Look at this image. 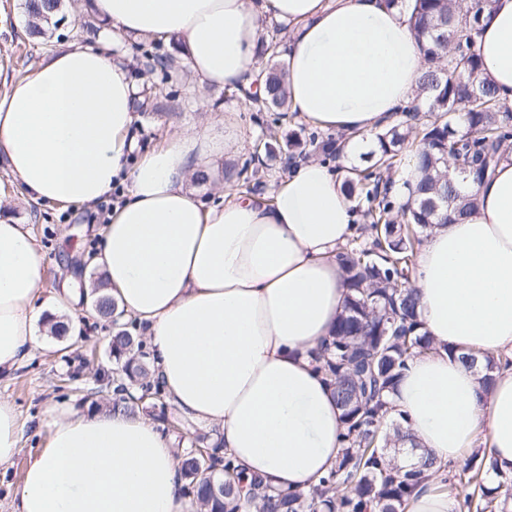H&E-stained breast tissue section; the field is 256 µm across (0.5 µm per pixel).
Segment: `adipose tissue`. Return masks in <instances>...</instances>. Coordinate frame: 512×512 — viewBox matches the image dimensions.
Returning a JSON list of instances; mask_svg holds the SVG:
<instances>
[{"mask_svg":"<svg viewBox=\"0 0 512 512\" xmlns=\"http://www.w3.org/2000/svg\"><path fill=\"white\" fill-rule=\"evenodd\" d=\"M109 28L96 45L60 44L0 93V157L27 200L94 204L126 185L91 263L118 309L147 326L153 369L184 418L216 430L245 477L306 489L341 451L342 412L315 355L343 312L336 259L356 234L344 172L309 159L271 194L195 175L236 144L212 120L140 150L138 87L121 42H174L195 81L260 93L264 17L287 24L288 106L344 133L347 152L414 101L423 58L404 5L383 0H91ZM482 75L512 104V0H493L474 38ZM475 209L428 229L411 285L433 353L413 358L392 396L419 447L440 462L484 437L512 473V367L484 388L462 353L512 358V152L470 184ZM30 230L0 216V376L30 359L39 323L78 329L59 310L81 292L41 297ZM48 438L15 492L16 512H194L173 441L145 416L54 408Z\"/></svg>","mask_w":512,"mask_h":512,"instance_id":"adipose-tissue-1","label":"adipose tissue"}]
</instances>
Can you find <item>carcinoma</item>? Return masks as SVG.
<instances>
[{
	"label": "carcinoma",
	"instance_id": "carcinoma-1",
	"mask_svg": "<svg viewBox=\"0 0 512 512\" xmlns=\"http://www.w3.org/2000/svg\"><path fill=\"white\" fill-rule=\"evenodd\" d=\"M62 0H25L29 34L57 27ZM453 0H409V24L424 59L420 90L425 96L400 111L397 123L375 134L376 150L369 165L352 167L344 184L349 198L361 205L363 224L359 234L340 247L337 260L347 300L332 336L317 356V369L332 387L342 411L343 449L335 466L307 491L280 490L263 478L246 480L230 456L213 452L204 458L199 449L183 454L180 475L188 494L210 512H406L413 492L428 481L436 466L427 451L415 466L402 470L391 463V452L413 441L407 421L395 415L388 396L413 358L433 350L420 332L417 297L410 278L424 233L432 225L466 218L475 207L473 195L461 189L459 180L477 182L493 173L504 151L512 146V107L502 102L497 90L482 77L473 50L478 29L491 0H473L459 15ZM284 24L274 26L263 39L259 57L272 61L261 70L269 94L251 96V119L261 136L274 137L273 126L286 117L287 92L284 66L273 62L278 36ZM174 99L176 92L146 85L136 100V111L157 109L159 99ZM273 110L279 116L269 125L261 114ZM348 136L311 132L307 138L288 134L286 159L316 156L324 162L341 157ZM409 147L418 180L414 204L400 206L390 193L398 156ZM453 159L457 176L448 178L446 163ZM267 175L261 157L224 173V180L239 190H260ZM99 317L112 321L115 304L106 295L93 301ZM107 347L121 375L113 379L112 412L136 414L139 409H164L165 395L154 380L142 343L126 325L115 328ZM475 355L460 359L481 368L482 383L491 387L496 371L509 360ZM148 394V401L134 402L132 391ZM458 479L467 512H512V474L498 470L494 459L480 448L463 462Z\"/></svg>",
	"mask_w": 512,
	"mask_h": 512
}]
</instances>
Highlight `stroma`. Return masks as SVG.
<instances>
[{"mask_svg": "<svg viewBox=\"0 0 512 512\" xmlns=\"http://www.w3.org/2000/svg\"><path fill=\"white\" fill-rule=\"evenodd\" d=\"M65 24L54 29L47 42L35 45L24 32L28 17L24 0H0V74L9 78L25 76L54 46L62 42L81 43L86 39L81 26L89 17L85 0H63ZM178 95L162 102L161 112L140 120V142L149 149L161 142L173 124L192 125L200 118L201 105L213 108V120L231 119L237 135L236 150L225 158L221 169L242 166L249 160L260 134L251 121V106L241 95L219 86H199L186 69H179L173 82ZM0 209L8 211L21 224L29 225L43 256L39 284L41 295L56 291L67 280L68 266H81L94 249L93 206L24 203L21 189L0 160ZM79 319L85 323L83 341L57 338L52 350L36 349L18 370L0 378V398L14 402L23 422L19 448L10 464L0 467V512H13V492L21 483L29 458L44 447L47 429L44 419L49 409L70 408L89 413L105 409L112 399L113 363L106 339L109 323L100 321L91 306L79 305Z\"/></svg>", "mask_w": 512, "mask_h": 512, "instance_id": "35a3bbf8", "label": "stroma"}]
</instances>
